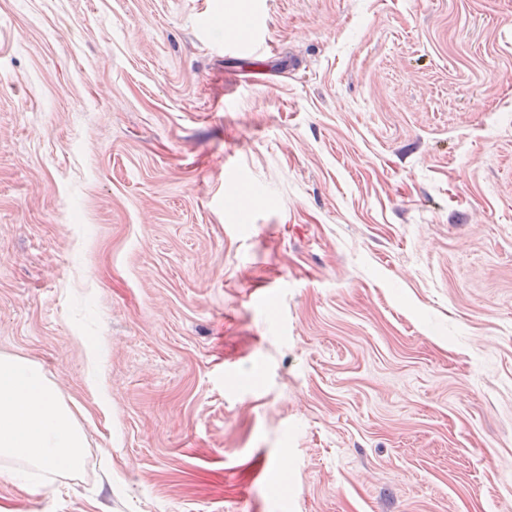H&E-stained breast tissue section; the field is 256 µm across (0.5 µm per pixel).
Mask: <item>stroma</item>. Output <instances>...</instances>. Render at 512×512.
Returning a JSON list of instances; mask_svg holds the SVG:
<instances>
[{
  "label": "stroma",
  "mask_w": 512,
  "mask_h": 512,
  "mask_svg": "<svg viewBox=\"0 0 512 512\" xmlns=\"http://www.w3.org/2000/svg\"><path fill=\"white\" fill-rule=\"evenodd\" d=\"M0 355V512H512V0H0ZM264 23L263 14L260 12H255L251 17L237 22V27L243 38L236 46L245 51H261L263 48L258 42V36ZM86 451L83 427L31 362L0 356V458L77 471Z\"/></svg>",
  "instance_id": "obj_1"
}]
</instances>
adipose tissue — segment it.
Instances as JSON below:
<instances>
[{
    "mask_svg": "<svg viewBox=\"0 0 512 512\" xmlns=\"http://www.w3.org/2000/svg\"><path fill=\"white\" fill-rule=\"evenodd\" d=\"M83 427L31 362L0 356V458L48 469L83 464Z\"/></svg>",
    "mask_w": 512,
    "mask_h": 512,
    "instance_id": "obj_1",
    "label": "adipose tissue"
}]
</instances>
